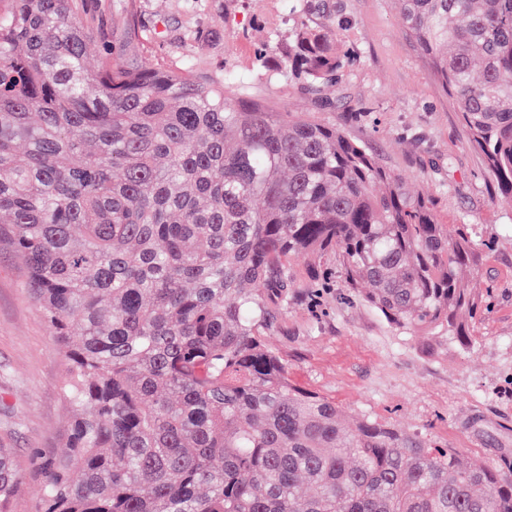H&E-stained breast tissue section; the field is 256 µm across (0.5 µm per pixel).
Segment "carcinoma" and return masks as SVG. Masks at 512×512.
<instances>
[{
  "instance_id": "obj_1",
  "label": "carcinoma",
  "mask_w": 512,
  "mask_h": 512,
  "mask_svg": "<svg viewBox=\"0 0 512 512\" xmlns=\"http://www.w3.org/2000/svg\"><path fill=\"white\" fill-rule=\"evenodd\" d=\"M4 2L0 238L74 407L37 512H512V466L350 419L266 346L294 262L318 276L330 254L389 324L469 344L489 247L471 225L448 231L343 131L236 101L191 57L128 68L109 43L88 64L85 0ZM396 2L512 198V0ZM275 45L276 77L313 94L347 60L301 17L262 66ZM18 488L0 455V512Z\"/></svg>"
}]
</instances>
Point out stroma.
<instances>
[{"instance_id":"obj_1","label":"stroma","mask_w":512,"mask_h":512,"mask_svg":"<svg viewBox=\"0 0 512 512\" xmlns=\"http://www.w3.org/2000/svg\"><path fill=\"white\" fill-rule=\"evenodd\" d=\"M313 26L336 32L348 63L320 106L297 83L262 75L265 31L288 28L293 0H88L99 30L135 66L194 58L205 73L229 76L233 98L279 112H307L363 143L409 191L432 200L440 223L472 225L490 241L475 278L484 303L461 346L396 328L357 299L337 259L326 275L293 266L295 288L269 345L298 386L335 401L352 417L447 446L494 465H512V201L499 195L484 158L430 59L405 31L394 0H308ZM66 364L26 286L22 265L0 244V448L21 477L10 512H36L39 458L64 453L73 408L62 393Z\"/></svg>"}]
</instances>
